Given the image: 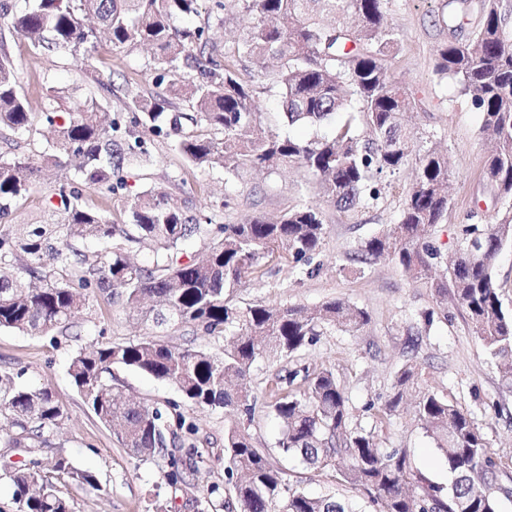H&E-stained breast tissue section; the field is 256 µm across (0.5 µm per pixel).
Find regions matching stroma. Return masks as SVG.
Segmentation results:
<instances>
[{
    "label": "stroma",
    "instance_id": "35a3bbf8",
    "mask_svg": "<svg viewBox=\"0 0 512 512\" xmlns=\"http://www.w3.org/2000/svg\"><path fill=\"white\" fill-rule=\"evenodd\" d=\"M446 2L388 0L387 20L400 35L392 62L394 74L420 101L410 123L422 141L441 146L448 155L450 206L444 222L433 227L428 238L449 257L458 247L461 225L483 221L506 210L508 203L483 173L488 145L480 132V113L453 80L434 70L437 47L453 37L440 21ZM8 49L20 91L35 112L43 107L47 86L41 81L45 78L51 85L69 89L67 108L72 112L82 108L90 91L98 93L101 104L115 114L124 110V87H135L147 96L157 91L150 53L139 44L116 48L107 38H99L83 63L62 51L39 53L20 35L9 37ZM237 69L257 89L264 126L273 127L279 90L271 71L247 60L238 62ZM103 82L112 85V93L100 91ZM152 152V165L124 170L128 192L181 182V190L175 193L179 205L211 216L219 224H236L257 214L275 217L301 202L320 207L326 234L313 257L319 271L309 276L290 264L270 262L236 291L237 305L244 308L262 302L313 308L342 299L365 311L368 322L359 332L324 331L300 353L299 363L313 370H332L348 401L350 427L372 434L380 447L405 453L412 477L444 488L451 480L448 465L421 425L414 397H404L391 413L383 411L399 370L416 364L421 388L467 413L479 428L497 463L498 512H512V385L502 381L495 359L473 335L456 300H449L447 315L424 325L418 314L433 305L429 288L411 280L391 260L365 264L357 259L367 239L396 223L402 192L415 175L414 164L400 170L393 190L378 201L342 212L317 193L311 176L297 169L271 174L246 170L228 180L220 169H193L167 143L156 142ZM228 195L236 200L230 211L222 208ZM151 332V326L124 305L98 295L73 335L30 336L0 330V369L17 373L20 386L51 389L66 412L62 429L43 450L44 457L64 452L98 478L96 491L67 486L74 512H153L159 504L166 512H238L236 481L224 466V435L233 427L246 429L253 444L284 469L290 484L312 494L335 495L351 502L356 512H376L369 494L344 482L340 474L281 459L275 446L280 425L261 407L250 421L228 410L193 411L203 457L194 468L185 469L183 482L176 486L166 482V465L130 457L84 404L67 367L80 343L131 342ZM112 376L127 393L152 402L178 397L172 386L133 370L116 367ZM215 485L220 488L216 494L211 491Z\"/></svg>",
    "mask_w": 512,
    "mask_h": 512
}]
</instances>
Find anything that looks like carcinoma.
<instances>
[{
    "label": "carcinoma",
    "instance_id": "obj_1",
    "mask_svg": "<svg viewBox=\"0 0 512 512\" xmlns=\"http://www.w3.org/2000/svg\"><path fill=\"white\" fill-rule=\"evenodd\" d=\"M207 7H202L203 2ZM252 17L250 25L219 51L210 31L224 25L228 0H0V21L8 32L32 40L41 53L65 50L85 60L98 34L115 47L142 42L152 51L161 91L145 97L128 88L129 120L102 110L90 95L79 112L65 108L67 90L49 88L40 120L55 129V151L37 160L0 155V329L34 336L66 334L89 307L91 294L118 300L162 329L187 325L223 340L220 353L167 344L158 335L128 343L91 341L71 357L68 375L84 403L112 429L127 453L142 462L167 457V482L183 481V464L201 457L198 427L181 411L236 410L250 418L256 396L250 370L259 360L290 362L321 332H357L366 313L341 299L316 309L256 303L245 310L233 293L267 259L301 265L311 260L326 227L312 204L297 205L270 221L262 215L240 224H215L189 215L165 189L124 196L127 220H112L105 207L82 202V188L106 201L127 189L114 174L152 162L151 138L173 141L194 168L224 169L227 178L247 169L268 173L296 165L319 181L320 192L343 212L363 208L394 187L392 177L415 158L416 177L404 192L399 216L386 232L365 241L358 259L382 256L411 279L424 280L436 306L421 320L447 314L448 288L466 311L472 332L497 360L502 379L512 384V314L503 310L494 268L503 244L512 240V210L501 218L462 225L461 245L452 261L427 240L444 221L449 199L447 157L435 146L416 148L404 123L416 100L395 79L388 60L399 37L385 21L387 0H236ZM441 15L448 29L463 28L473 12L476 29L462 41L440 45L435 72L454 80L481 113V134L493 143L485 176L503 198L512 200V3L509 0H448ZM178 15L203 16L178 29ZM278 63L274 74L288 125L330 133L301 141L262 127L255 86L243 81L234 62ZM34 116L21 95L13 61L0 32V138L29 136ZM77 160L78 181L53 186L51 214L27 224L7 222L33 183L48 180L64 161ZM153 244L149 262L131 252ZM206 242L201 259L184 258L186 247ZM234 327L228 331V327ZM136 370L174 386L181 401L159 406L126 399L112 384V367ZM419 387L416 368L406 366L384 410H394L408 388ZM0 442L24 448L27 460L4 463L0 479L15 488L16 512H73L63 491L68 482L99 489L96 475L59 452L40 457L48 437L64 422L62 406L47 389H25L0 371ZM265 408L281 424L277 448L285 459L307 468L333 470L348 460L343 480L366 490L378 512H497L491 492L496 463L473 421L432 392H421L423 428L446 457L452 482L448 494L420 477L408 485L406 456L379 447L374 436L349 428L344 391L327 368H284L265 392ZM170 446L184 450L178 457ZM225 470L240 472V512H351L326 494L294 487L283 470L253 445L243 429L224 438Z\"/></svg>",
    "mask_w": 512,
    "mask_h": 512
}]
</instances>
